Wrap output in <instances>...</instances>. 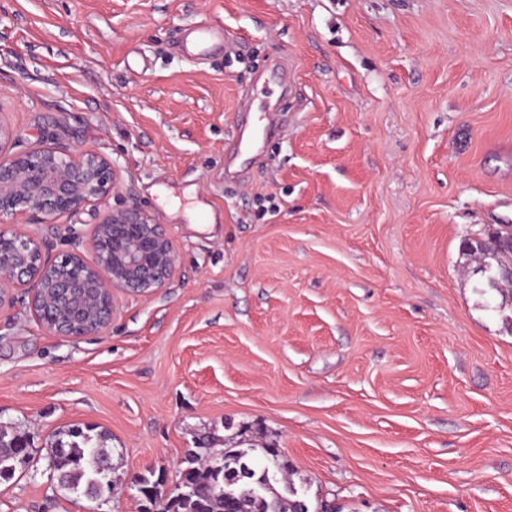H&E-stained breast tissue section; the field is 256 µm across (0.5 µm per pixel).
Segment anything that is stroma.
Masks as SVG:
<instances>
[{"mask_svg": "<svg viewBox=\"0 0 512 512\" xmlns=\"http://www.w3.org/2000/svg\"><path fill=\"white\" fill-rule=\"evenodd\" d=\"M201 22L228 44L178 53ZM244 122L275 131L239 165ZM0 125L122 172L20 218L49 254L134 203L178 257L98 335L48 331L20 290L0 310V427L33 447L0 512H139L141 476L240 430L330 512H512V298L462 249L512 225V0H0ZM74 424L112 438L109 501L50 478Z\"/></svg>", "mask_w": 512, "mask_h": 512, "instance_id": "stroma-1", "label": "stroma"}]
</instances>
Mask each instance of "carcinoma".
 Returning <instances> with one entry per match:
<instances>
[{
	"instance_id": "carcinoma-1",
	"label": "carcinoma",
	"mask_w": 512,
	"mask_h": 512,
	"mask_svg": "<svg viewBox=\"0 0 512 512\" xmlns=\"http://www.w3.org/2000/svg\"><path fill=\"white\" fill-rule=\"evenodd\" d=\"M110 435L91 426L72 425L57 431L47 444L46 460L57 486L69 494L97 501L96 483L107 475L104 497H112L114 467ZM205 437L189 451L167 498L165 482L143 477L142 497L146 512H310L309 506L287 497L279 485H288V466L281 465L277 482L261 500L247 496L245 489L263 480L264 469L272 465V449L261 445L248 448H213ZM31 458L26 437L9 435L0 428V480L8 481Z\"/></svg>"
}]
</instances>
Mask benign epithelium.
Returning a JSON list of instances; mask_svg holds the SVG:
<instances>
[{
  "label": "benign epithelium",
  "instance_id": "benign-epithelium-1",
  "mask_svg": "<svg viewBox=\"0 0 512 512\" xmlns=\"http://www.w3.org/2000/svg\"><path fill=\"white\" fill-rule=\"evenodd\" d=\"M5 138L0 126V224H13L20 216L69 215L119 188V171L106 157L54 147L12 153ZM87 247L94 255L92 263L75 251L52 258L26 232L0 229V309L13 303L12 290L22 288L48 330L62 336L95 335L112 323L115 289L150 296L170 284L177 266V255L160 226L134 204L105 211ZM464 248L479 261L494 253L509 256L507 263H499L496 281L501 287L512 284L511 233L468 239ZM50 288L61 299L72 288H95L107 299L108 312L90 325L65 324L47 298Z\"/></svg>",
  "mask_w": 512,
  "mask_h": 512
}]
</instances>
